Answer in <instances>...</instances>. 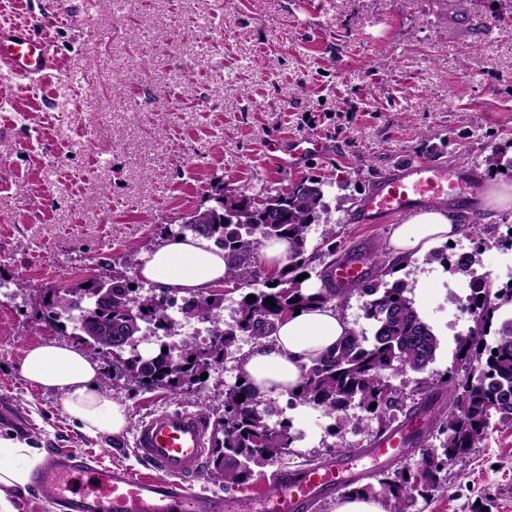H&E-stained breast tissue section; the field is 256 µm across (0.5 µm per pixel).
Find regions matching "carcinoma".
I'll list each match as a JSON object with an SVG mask.
<instances>
[{
  "mask_svg": "<svg viewBox=\"0 0 512 512\" xmlns=\"http://www.w3.org/2000/svg\"><path fill=\"white\" fill-rule=\"evenodd\" d=\"M325 182L306 179L286 192L266 196L258 204L244 190L231 189L213 198L214 205L191 212L182 224L183 231L214 241L215 245L236 257L237 263L225 280L237 284L255 281L261 273L249 266L247 256L263 240L287 238L294 243L288 266L264 280L268 287L254 293L255 299H242L238 318L224 328L214 324L209 341L201 346L186 341L178 354L159 351L143 361L133 355L112 364V379L131 382L145 388H163L175 394L199 381L197 369L225 362L239 363L242 353L236 348L237 336L248 334L254 340L269 334L273 320L298 305L310 302L333 303L341 308L351 289L321 288L313 295L303 293L297 277L306 272L307 234L311 225L328 214ZM473 288L468 309L473 326L458 342L457 357L465 363L476 357L481 367L477 375L441 384L418 382L406 395L383 377V371L410 369L421 373L434 361L438 340L406 296L407 283L401 279L388 284L373 273L354 287L366 297L364 313L375 326L373 341L355 331L343 337L336 347L309 359L303 366L301 389L291 398L329 410L350 406L365 411L378 421L377 435L388 431L395 412H402L411 422L403 438L407 451H420L413 467L381 472L378 486L361 490L379 498L386 512H411L417 500L445 486L443 472L448 462L466 457L484 438L493 418L512 424V318L500 320L496 313L512 305V284L499 285L489 273L471 274ZM112 282V300L94 305V289ZM398 299H392V296ZM273 298L275 306L265 304ZM166 292L150 288L137 294L125 276L114 271L90 280V286L57 293L56 301L45 305V318L57 321L72 309L83 314L69 336L99 354L107 337L143 342L148 339L143 325L161 328L171 334L173 321L166 314ZM224 298L193 296L184 302L187 319L210 320L223 305ZM494 343L485 345L486 337ZM244 400H238L239 395ZM412 406H406V400ZM376 408H370V404ZM224 416L217 422L209 472L213 480L226 488H238L253 476V468L281 460L291 454L293 437L290 426L268 424L269 409L263 397L248 381L224 390Z\"/></svg>",
  "mask_w": 512,
  "mask_h": 512,
  "instance_id": "1",
  "label": "carcinoma"
}]
</instances>
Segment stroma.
I'll use <instances>...</instances> for the list:
<instances>
[{"label": "stroma", "instance_id": "stroma-1", "mask_svg": "<svg viewBox=\"0 0 512 512\" xmlns=\"http://www.w3.org/2000/svg\"><path fill=\"white\" fill-rule=\"evenodd\" d=\"M32 12L57 18L47 38L59 69L39 82L0 74V408L17 420L0 436L27 439L40 455L56 448L141 472L132 448L147 414L179 405L217 420L219 392L239 377L227 363L182 396L116 387L100 357L102 386L128 421L115 435L84 433L60 394L21 372L28 348L60 339L44 317L50 290L115 269L137 283L141 252L219 191L260 199L309 177L325 180L330 204L304 254L316 277L328 246H387L395 218L355 215L401 163L473 174L485 189L498 178L486 157L512 156V0H0V25ZM311 137L322 155L285 173L270 167L275 142ZM459 221L480 225L481 243L439 244L434 259H406L401 273L438 340L424 373L385 371L406 392L456 371L457 341L472 325L450 300L464 276L449 255L512 280L498 264L512 247V208L483 209L477 196ZM21 278L29 288H17ZM267 403L269 424L291 427L287 469L368 447L378 427L358 425L353 408ZM446 482L419 512H512V426L493 423Z\"/></svg>", "mask_w": 512, "mask_h": 512}]
</instances>
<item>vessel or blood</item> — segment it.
<instances>
[{
    "instance_id": "b4317fda",
    "label": "vessel or blood",
    "mask_w": 512,
    "mask_h": 512,
    "mask_svg": "<svg viewBox=\"0 0 512 512\" xmlns=\"http://www.w3.org/2000/svg\"><path fill=\"white\" fill-rule=\"evenodd\" d=\"M49 20L30 15L22 26H0V69L29 81L52 77L58 62L43 37ZM274 161L280 169L293 168L308 156L323 153L316 138L291 140L277 147ZM479 183L472 176L427 162H412L383 179L366 197L361 220L376 223L387 215L408 217L418 209L446 201L473 198ZM371 251L351 250L331 268L333 286L345 288L367 280ZM134 452L146 471L98 465L62 451L48 453L33 470L31 487L51 495L61 512H241L230 494L197 488L210 452L206 419L185 408L162 409L147 415L134 437ZM372 454L387 463L404 459L400 430L380 438ZM348 458L339 454L314 470L291 473L275 468L270 477L267 505L259 512H311L316 502L335 498L346 482Z\"/></svg>"
}]
</instances>
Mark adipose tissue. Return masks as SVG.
Returning <instances> with one entry per match:
<instances>
[{"label": "adipose tissue", "mask_w": 512, "mask_h": 512, "mask_svg": "<svg viewBox=\"0 0 512 512\" xmlns=\"http://www.w3.org/2000/svg\"><path fill=\"white\" fill-rule=\"evenodd\" d=\"M460 231L454 212L432 206L395 225L390 247L400 256L424 255L437 244L458 237ZM232 264L231 257L211 240L190 234L169 238L143 253L136 272L169 293L205 295L223 281ZM350 328L335 304L301 306L299 312L275 320L269 336L244 353L239 371L261 396L296 391L303 365L333 349ZM22 372L41 387L61 393L66 413L78 421L82 431L118 433L126 426L125 406L99 389L100 366L79 348L59 342L31 347ZM38 461L27 441L0 437V512H15L11 497L26 493Z\"/></svg>", "instance_id": "1"}]
</instances>
